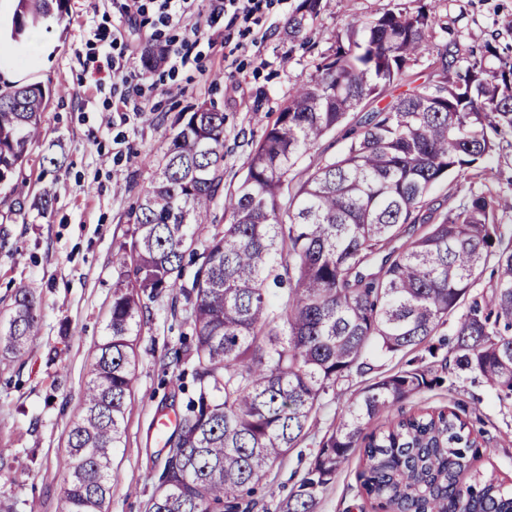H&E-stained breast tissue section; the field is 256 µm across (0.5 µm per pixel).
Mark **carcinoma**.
I'll return each instance as SVG.
<instances>
[{
    "label": "carcinoma",
    "mask_w": 512,
    "mask_h": 512,
    "mask_svg": "<svg viewBox=\"0 0 512 512\" xmlns=\"http://www.w3.org/2000/svg\"><path fill=\"white\" fill-rule=\"evenodd\" d=\"M0 45L12 51L62 16L65 0H15ZM321 0H301L288 36L304 46ZM436 16L399 4L331 37L310 79L295 85L245 174L224 197L227 224L205 239L204 223L224 177V113L199 106L176 118L131 241L113 248L126 270L112 290L108 335L97 349L83 410L68 437L60 512H103L112 454L131 400L135 332L146 300L179 287L191 305V343L172 362L191 364L194 386L175 431L149 512H253L250 499L271 467L308 434L329 392L368 367L372 352L423 346L456 318L454 368L482 378L512 402V192L468 188L438 211L432 186L468 180L512 138V58L490 42L460 53L431 43ZM433 75L403 83L424 55ZM69 88L0 80V185H11L41 118ZM387 100L384 106L379 102ZM369 108L354 126L350 114ZM344 128V148L299 162ZM421 225L424 231L410 234ZM201 242L202 252L192 245ZM201 259L190 286L185 255ZM493 266L494 300L472 290ZM37 291L15 289L0 351L28 352L40 328ZM441 381L401 370L367 387L327 432L279 512H313L317 494L356 448L362 487L382 512H512V493L461 477L478 443L454 410L420 411L366 436L384 409Z\"/></svg>",
    "instance_id": "carcinoma-1"
}]
</instances>
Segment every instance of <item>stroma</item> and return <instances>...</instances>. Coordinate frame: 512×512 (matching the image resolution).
I'll list each match as a JSON object with an SVG mask.
<instances>
[{"label":"stroma","mask_w":512,"mask_h":512,"mask_svg":"<svg viewBox=\"0 0 512 512\" xmlns=\"http://www.w3.org/2000/svg\"><path fill=\"white\" fill-rule=\"evenodd\" d=\"M299 2L261 0L249 18L232 20L216 10L214 0H196L190 13L167 24L149 6L127 31L126 0H66L61 21L34 31L24 54L0 59L2 79L61 80L70 89L64 100L50 103L41 139L27 148L16 174L25 183L23 196L0 186V321L22 281L36 288L41 314L30 351L0 363V453L9 464L8 478L0 479V502L13 512H59L68 433L107 334L112 287L120 276L112 249L130 240L135 208L180 113L204 103L224 113V180L202 225L207 235L226 222L223 195L238 186L251 144L274 122L289 89L313 73L330 35L343 32L351 19H368L399 3L424 5L440 23L435 42L453 37L465 51L491 38L501 55L512 56V0H321L306 50L286 32ZM168 52L184 56V64L170 73L144 72V57ZM116 61L121 71L113 70ZM51 149L64 153L61 169L43 165ZM46 190L54 202L42 214L33 201ZM188 330L189 307L179 289L150 301L104 512H147L164 466L165 441L185 402L180 370L169 357ZM452 331V324L441 326L433 339L436 354L416 348L374 359V371L353 374L326 395L308 434L259 489L255 512H278L325 432L376 376L440 368ZM443 378L444 385L379 414L369 431L381 432L420 409L461 408L462 419L483 432L472 474L493 476L511 491L512 407L501 405L482 379L448 372ZM364 468L361 451H354L318 494L314 512H373L361 494Z\"/></svg>","instance_id":"35a3bbf8"}]
</instances>
